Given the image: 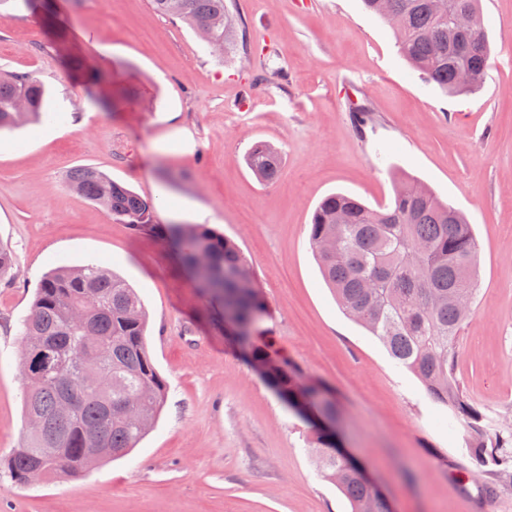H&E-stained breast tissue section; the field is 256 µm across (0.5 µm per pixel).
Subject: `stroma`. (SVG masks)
<instances>
[{
  "mask_svg": "<svg viewBox=\"0 0 512 512\" xmlns=\"http://www.w3.org/2000/svg\"><path fill=\"white\" fill-rule=\"evenodd\" d=\"M58 6V35L26 10L0 13V68L36 73L61 114L0 133V247L16 258L0 279V512H351L317 472L308 424L213 323L219 302L156 232L134 233L73 192L80 166L154 200V223L204 224L240 247L267 306L257 343L332 391L348 451L396 512H512V463L475 461L464 425L343 312L309 238L326 195L375 208L397 178L462 211L478 277L455 373L487 432L512 426V0H481L486 77L456 97L424 82L361 0H231L244 44L221 62L150 0ZM68 53L109 70L111 112L72 83ZM351 99L371 121L356 123ZM259 141L282 152L271 183L245 163ZM62 260L135 288L167 395L128 456L21 484L7 470L27 432L21 321Z\"/></svg>",
  "mask_w": 512,
  "mask_h": 512,
  "instance_id": "35a3bbf8",
  "label": "stroma"
}]
</instances>
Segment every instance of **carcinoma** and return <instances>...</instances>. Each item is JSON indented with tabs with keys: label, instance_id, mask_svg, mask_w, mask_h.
<instances>
[{
	"label": "carcinoma",
	"instance_id": "cac0c4a2",
	"mask_svg": "<svg viewBox=\"0 0 512 512\" xmlns=\"http://www.w3.org/2000/svg\"><path fill=\"white\" fill-rule=\"evenodd\" d=\"M156 13L192 27L208 24L201 38L219 59L237 51L238 21L226 0H151ZM367 9L388 23L401 54L430 83L450 95L471 93L484 79L488 38L479 0H364ZM22 7L51 16L49 0H0V7ZM464 7L469 26L448 25V14ZM71 73L87 91L107 82L105 70L69 60ZM46 90L34 72L0 70V130L21 125L44 113ZM282 153L255 143L246 164L263 182L276 180ZM70 187L113 218L141 232L152 230L156 205L100 170L81 166L69 174ZM162 236L182 244V261L209 281L219 297L221 319L248 363L270 366L266 379L287 403L322 393L285 365L271 363L252 343L266 303L250 264L237 245L199 224H166ZM310 243L325 280L346 314L376 336L391 357L412 372L428 395L452 411L467 432L476 461L497 465L512 445V430L488 438L482 414L468 401L455 377L460 332L470 314L448 295L464 292L474 299L477 244L472 225L451 204L410 180L398 181L393 201L372 208L334 193L316 207ZM146 312L140 298L108 268L60 263L36 290L22 320L25 354L20 368L26 380L24 444L8 461L11 476L30 481L44 466L45 477L74 476L105 458L125 456L151 429L166 399V383L157 372L145 342ZM311 443L322 475L348 498L352 512H391L387 500L373 497L357 472L336 454L337 441L310 423ZM105 451L86 453L93 439Z\"/></svg>",
	"mask_w": 512,
	"mask_h": 512
}]
</instances>
